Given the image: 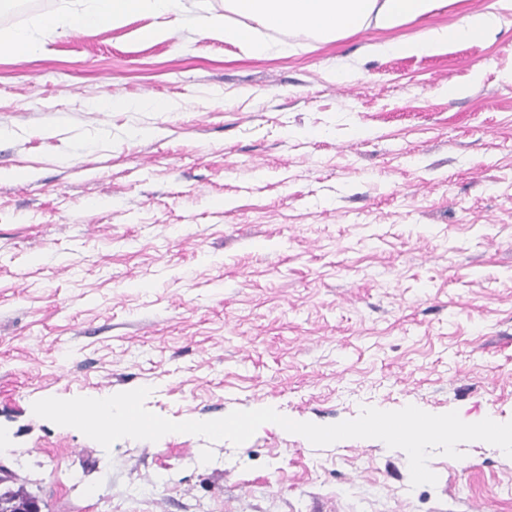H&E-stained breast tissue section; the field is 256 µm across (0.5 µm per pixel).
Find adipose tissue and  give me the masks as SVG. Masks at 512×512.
I'll use <instances>...</instances> for the list:
<instances>
[{
  "label": "adipose tissue",
  "instance_id": "ef3b65f1",
  "mask_svg": "<svg viewBox=\"0 0 512 512\" xmlns=\"http://www.w3.org/2000/svg\"><path fill=\"white\" fill-rule=\"evenodd\" d=\"M448 0H224L223 14H216L210 0H86L66 15H46L32 24L0 32L8 48L20 56L44 52L46 40L61 27L90 29L119 25L136 17L149 18L143 39H170L177 26L191 22L203 35L238 48L241 56L262 58L285 51L274 33L289 31L330 41L373 28L389 30L399 24L427 17ZM512 10V0H491L453 26H432L419 35L376 45V52L408 56L438 53L455 42L483 43L499 33ZM241 16L238 24L226 23L224 13Z\"/></svg>",
  "mask_w": 512,
  "mask_h": 512
}]
</instances>
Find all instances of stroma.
Returning <instances> with one entry per match:
<instances>
[{"label": "stroma", "instance_id": "stroma-1", "mask_svg": "<svg viewBox=\"0 0 512 512\" xmlns=\"http://www.w3.org/2000/svg\"><path fill=\"white\" fill-rule=\"evenodd\" d=\"M490 0L243 59L189 24L0 47V492L41 512H512V458L460 444L410 484L376 439L104 449L34 401L150 388L176 422L271 407L512 420V28L432 56L373 44ZM464 87L458 97L448 88ZM155 96L166 112H115ZM148 136H138V129Z\"/></svg>", "mask_w": 512, "mask_h": 512}]
</instances>
